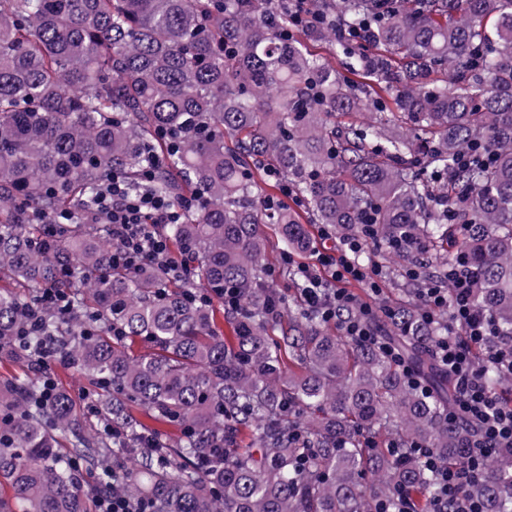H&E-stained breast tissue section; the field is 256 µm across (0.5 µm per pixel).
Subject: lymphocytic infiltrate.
I'll return each mask as SVG.
<instances>
[{
    "label": "lymphocytic infiltrate",
    "mask_w": 512,
    "mask_h": 512,
    "mask_svg": "<svg viewBox=\"0 0 512 512\" xmlns=\"http://www.w3.org/2000/svg\"><path fill=\"white\" fill-rule=\"evenodd\" d=\"M192 206L191 199L173 202L149 192L130 193L127 179L113 171L99 198V211L112 226V263L135 270L150 263L161 269L167 279L189 277L191 265L184 256L170 250L165 228L181 223ZM463 226H453L448 238L452 259L444 274L421 277L419 267L406 265L407 279L420 283L418 311L423 321L436 323L448 318V332L432 347V353L445 369L456 389L449 409V424L477 423L479 430L470 439L462 466L442 464L433 449L414 448L413 453L431 471L438 482L436 495L416 507L410 492L398 496L397 508L381 502L375 512H484L480 501L463 496L465 485L475 482L486 472L493 451L512 448V396L492 392L485 380L487 365L512 375V337L500 335L492 317L473 304L475 274L465 251L459 244ZM319 246L309 262L296 261L294 254L282 257V266L297 286L304 306L324 320H336L344 334L362 345L380 346L383 354L404 375L410 388L427 393L428 388L414 369L389 345L381 344L378 322L390 315L391 307L378 305L387 278L378 261H361L360 255L377 237L368 230L350 235L339 234L332 225L317 229ZM363 286L367 301H360L348 289L349 283ZM486 352L484 360H475L474 350Z\"/></svg>",
    "instance_id": "obj_1"
}]
</instances>
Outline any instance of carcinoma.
<instances>
[{
	"instance_id": "1",
	"label": "carcinoma",
	"mask_w": 512,
	"mask_h": 512,
	"mask_svg": "<svg viewBox=\"0 0 512 512\" xmlns=\"http://www.w3.org/2000/svg\"><path fill=\"white\" fill-rule=\"evenodd\" d=\"M292 7L0 0V364L19 369L0 380V512H95L114 490L141 512H374L400 489L436 492L412 445L463 463L470 431L448 424L451 381L429 356L448 317L427 325L405 302L390 324L434 387L422 395L377 347L285 314L259 225L302 252L310 224H375L444 268L448 225L472 224L475 305L512 336V0H314L323 21L289 38ZM363 108L371 120L339 121ZM473 142L491 161L460 165ZM270 168L297 206L265 208ZM114 169L134 193L197 196L165 230L198 262L192 279L112 266L97 202ZM64 269L67 307L39 304ZM232 283L249 314L226 336L212 299ZM49 344L100 391L88 408L59 387L43 398L33 366ZM137 408L178 438L145 431ZM465 492L512 512V449Z\"/></svg>"
}]
</instances>
